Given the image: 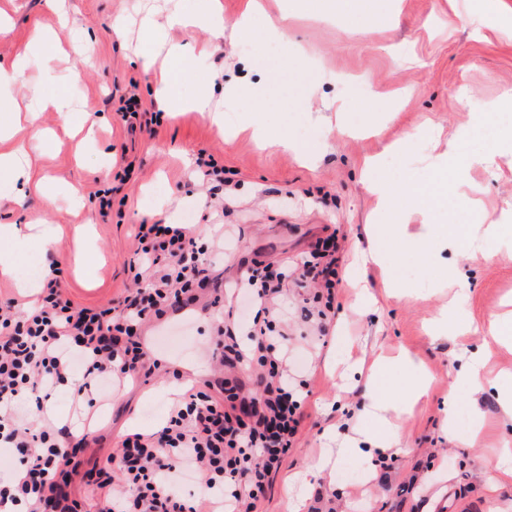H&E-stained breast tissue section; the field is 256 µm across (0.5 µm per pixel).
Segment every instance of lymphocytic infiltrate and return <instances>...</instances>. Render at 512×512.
I'll use <instances>...</instances> for the list:
<instances>
[{"mask_svg":"<svg viewBox=\"0 0 512 512\" xmlns=\"http://www.w3.org/2000/svg\"><path fill=\"white\" fill-rule=\"evenodd\" d=\"M137 280L142 288L116 306L90 308L62 297L48 280L35 305L18 313L14 302L0 304V438L17 450L18 464L0 482V506L13 512H86L69 486L81 479L99 497L96 512H258L270 476L292 448L304 419L306 398L290 367L287 349L276 347L273 318L288 312V285L321 283L335 297L340 283L335 237L317 245L297 272L251 267L236 284L264 321L218 322L212 358L222 365H260L255 396L239 398L230 389L211 392L194 386L175 401L167 425L152 434L131 433L103 464L83 469V445L69 427L43 422L17 424L29 397L50 395L67 382L74 364L83 375L72 391L77 413L100 401L103 380L140 377L145 365L161 367L142 336L147 323L193 302L208 276L199 261L203 247L179 224H142L135 234ZM198 489L180 493L183 473ZM132 487L125 495L115 478Z\"/></svg>","mask_w":512,"mask_h":512,"instance_id":"obj_1","label":"lymphocytic infiltrate"}]
</instances>
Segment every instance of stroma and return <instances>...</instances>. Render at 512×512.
I'll return each instance as SVG.
<instances>
[{
	"instance_id": "obj_1",
	"label": "stroma",
	"mask_w": 512,
	"mask_h": 512,
	"mask_svg": "<svg viewBox=\"0 0 512 512\" xmlns=\"http://www.w3.org/2000/svg\"><path fill=\"white\" fill-rule=\"evenodd\" d=\"M224 34L172 28L170 40L184 47L192 72L178 91L188 97L198 82L213 88L224 104V124L199 113L172 116L154 96L141 60L127 55L112 31L124 18L127 36L142 33V20L165 22L170 10L192 11L198 0H0L11 26L0 34V64L10 65L34 29L57 34L58 50L27 55L9 99L0 100V122L13 110L37 112L24 137L29 178H0V225L17 229L39 224L46 247L21 252L13 276H0V299H15L27 310L44 265L60 268L59 288L78 306H103L135 288L130 262L141 224L187 223L207 251L202 260L214 272L211 289L199 292L190 321L165 320L147 338L170 358L177 371L195 381L245 379L242 371L215 365L207 356L214 333L215 289L237 278L244 262L258 260L280 268L305 258L317 239L338 244V309L325 322L306 319L295 298L282 324L283 343L292 352L299 378L310 394L307 418L294 448L274 473L260 512H308L315 493L333 500L338 512H512V460L501 450L512 446V417L499 403L497 380L512 374V345L491 337L494 320L512 311V231L496 242L483 235L485 224L512 212V156L493 166H474L459 191L477 201L476 211L448 207L444 221L469 225L466 250L442 247L439 260L454 269L448 283L406 258L394 269L396 288H387L381 267L363 263L372 248L384 259L404 251L388 228H376L377 201L362 182L367 156L391 142L408 139L414 150L389 160L394 175L407 171L430 176L437 154L419 139L432 123L441 143L470 127L472 115L460 105V92L491 107L493 134L512 130V40L482 34L478 0H400L393 19L358 25L318 16L298 0H263L264 17L278 19L294 10L291 41L260 45L258 35L234 28L248 0H221ZM90 48V57L71 45ZM265 67H253L256 55ZM38 81L47 93H65L68 119L42 110L27 93ZM136 96L155 123L131 133L116 110ZM263 112L274 133L318 142L313 162L259 148L251 131L239 129L244 112ZM212 158L224 169V183L203 184L196 161ZM76 189L74 199L44 202L40 180ZM114 187L112 209L101 215L95 194ZM223 213H216V205ZM454 305L469 331L463 336L430 332L428 325L445 305ZM406 353L433 376L428 393L399 422L393 462L384 469L347 453L358 428L369 420L372 399H401L410 371L401 364L372 374L380 355ZM484 358L480 391L456 383L471 355ZM171 373L158 371L148 382H131L106 393L85 440L86 466L105 460L119 436L156 432L166 423L174 397ZM457 395L459 435L449 439L448 395ZM479 406L485 426L469 438L470 411ZM329 457L327 478L308 471ZM508 470L491 481L493 466Z\"/></svg>"
}]
</instances>
